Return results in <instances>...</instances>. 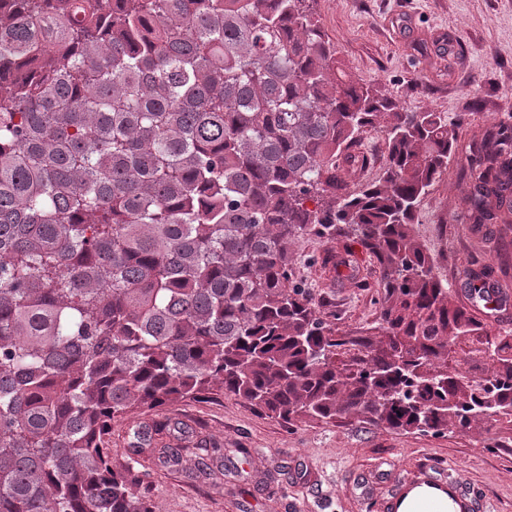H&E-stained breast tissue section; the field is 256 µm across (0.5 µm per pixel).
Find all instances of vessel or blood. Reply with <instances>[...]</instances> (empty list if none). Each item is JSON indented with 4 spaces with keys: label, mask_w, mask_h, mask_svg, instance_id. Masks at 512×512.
<instances>
[{
    "label": "vessel or blood",
    "mask_w": 512,
    "mask_h": 512,
    "mask_svg": "<svg viewBox=\"0 0 512 512\" xmlns=\"http://www.w3.org/2000/svg\"><path fill=\"white\" fill-rule=\"evenodd\" d=\"M469 306L482 318L496 320L512 313V292L486 284L478 292H470ZM440 505L442 512H487V503L467 486L456 470L436 476L424 470L409 480L395 481L385 502L386 512H404L416 495Z\"/></svg>",
    "instance_id": "vessel-or-blood-1"
}]
</instances>
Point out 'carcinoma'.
Instances as JSON below:
<instances>
[{
    "label": "carcinoma",
    "instance_id": "obj_1",
    "mask_svg": "<svg viewBox=\"0 0 512 512\" xmlns=\"http://www.w3.org/2000/svg\"><path fill=\"white\" fill-rule=\"evenodd\" d=\"M310 2L0 0V512H156L112 422L214 390L288 422L512 423L502 337L472 338L411 232L455 129L354 81ZM470 178L493 220L511 125ZM306 234L376 261L375 325L340 331L296 283ZM362 146L360 147L364 152L375 155L377 162L373 168H370L369 175L366 180H375L382 175V169L385 164V158L383 157V145L379 134L372 131L364 136Z\"/></svg>",
    "mask_w": 512,
    "mask_h": 512
}]
</instances>
